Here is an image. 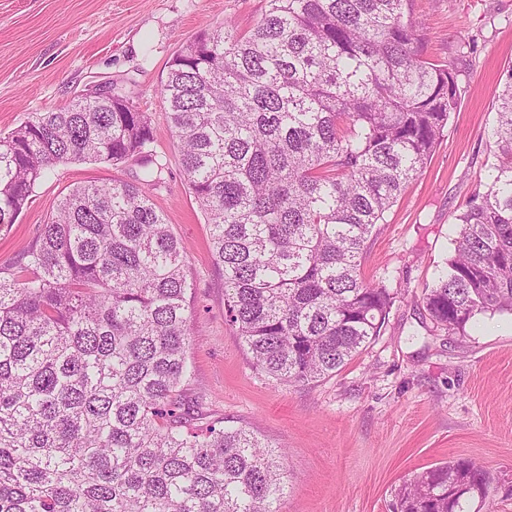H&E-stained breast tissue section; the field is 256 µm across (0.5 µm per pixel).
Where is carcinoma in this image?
I'll use <instances>...</instances> for the list:
<instances>
[{
  "label": "carcinoma",
  "mask_w": 512,
  "mask_h": 512,
  "mask_svg": "<svg viewBox=\"0 0 512 512\" xmlns=\"http://www.w3.org/2000/svg\"><path fill=\"white\" fill-rule=\"evenodd\" d=\"M410 0H268L189 41L160 88L224 270L225 317L279 383L329 377L380 335L398 290L361 273L365 243L432 158L460 91L421 55ZM494 173L457 216L422 307L448 331L512 315V68ZM150 117L80 94L0 137V227L60 163L135 182L76 185L0 267V512H280L284 452L244 428L193 427V280L154 202ZM491 474L459 458L404 481L393 512H471Z\"/></svg>",
  "instance_id": "obj_1"
}]
</instances>
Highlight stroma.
<instances>
[{"label":"stroma","instance_id":"stroma-1","mask_svg":"<svg viewBox=\"0 0 512 512\" xmlns=\"http://www.w3.org/2000/svg\"><path fill=\"white\" fill-rule=\"evenodd\" d=\"M266 9L267 0H0V135L102 82L150 116L164 166L154 200L196 281L185 398L201 403L205 424L243 427L283 450L281 512H391L404 480L456 458L494 478L482 512H512V315L459 335L434 327L420 305L454 251L462 206L490 181L512 0H412L422 53L454 72L458 108L364 254V275L400 291L380 335L333 376L295 386L258 372L225 319L224 274L159 93L170 59L195 35L228 20L250 30ZM136 170L57 165L16 223L0 228V267L16 262L69 188L130 182Z\"/></svg>","mask_w":512,"mask_h":512}]
</instances>
